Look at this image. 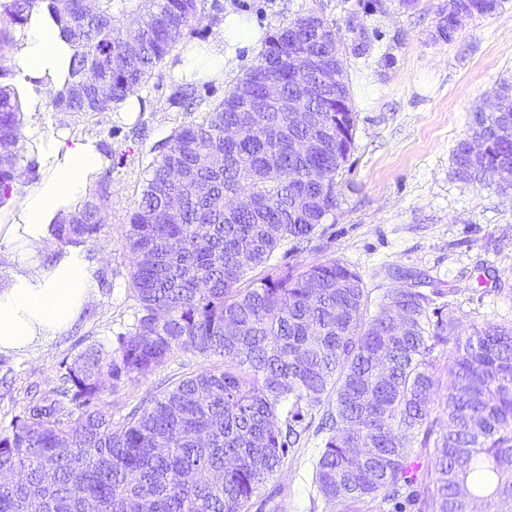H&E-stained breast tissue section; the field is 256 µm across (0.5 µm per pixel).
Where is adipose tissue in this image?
Instances as JSON below:
<instances>
[{
  "label": "adipose tissue",
  "instance_id": "adipose-tissue-1",
  "mask_svg": "<svg viewBox=\"0 0 512 512\" xmlns=\"http://www.w3.org/2000/svg\"><path fill=\"white\" fill-rule=\"evenodd\" d=\"M15 52L22 77L57 72L68 48L58 25L24 26ZM36 153L52 170L15 207L11 223L0 225V244L11 254L12 271L0 289V353L26 351L41 337L67 331L96 293L98 267L83 245L59 246L52 218L63 200L84 199L99 170L93 142L48 138Z\"/></svg>",
  "mask_w": 512,
  "mask_h": 512
}]
</instances>
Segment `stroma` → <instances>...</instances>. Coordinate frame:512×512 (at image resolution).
I'll use <instances>...</instances> for the list:
<instances>
[{
	"mask_svg": "<svg viewBox=\"0 0 512 512\" xmlns=\"http://www.w3.org/2000/svg\"><path fill=\"white\" fill-rule=\"evenodd\" d=\"M225 14L268 36L297 17L316 13L335 23L355 112V141L338 177L335 213L310 244L282 242L254 277L289 267L302 269L336 259L360 274L370 310L394 291L413 288L431 313L452 315L460 335L483 322L512 324V192L494 178H458L453 155L471 132L472 113L489 107L493 90L512 85V0L498 12L466 20L452 41L437 38L440 9L447 0H219ZM198 34L179 44V68L160 65L140 89L138 102L118 111L71 116L44 106L27 112L23 136L66 135L92 139L112 152L107 219L84 245L98 265L100 288L65 333L47 337L28 351L0 354V427L30 397L31 386L57 387L66 362L88 344L128 335L139 311L126 247L128 213L135 207L144 169L155 145L180 124L200 119L173 104L181 73H195L206 104L220 102L228 83L255 64L259 42L224 50V74L210 77L201 48L213 39L211 12L197 22ZM368 51L356 55L358 38ZM196 57L189 65L188 57ZM221 357L178 352L154 373L106 393L115 415L127 413L164 384L189 373L222 367ZM328 402L309 409L307 430L294 451L262 487L281 512H339L314 484V466L324 446L321 419Z\"/></svg>",
	"mask_w": 512,
	"mask_h": 512,
	"instance_id": "1",
	"label": "stroma"
}]
</instances>
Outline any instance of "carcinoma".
I'll return each mask as SVG.
<instances>
[{
  "label": "carcinoma",
  "instance_id": "cac0c4a2",
  "mask_svg": "<svg viewBox=\"0 0 512 512\" xmlns=\"http://www.w3.org/2000/svg\"><path fill=\"white\" fill-rule=\"evenodd\" d=\"M501 0H448L437 36L452 39L451 15L482 18ZM201 0H0V207L39 165L24 155L28 101L1 64L16 31L34 15L61 25L73 47L55 111L102 114L126 102L176 46L195 35ZM305 51L326 62L304 106L319 122L298 131L314 149L288 151V113L252 122L248 106L262 82L286 94L288 55ZM336 28L316 14L267 36L257 63L229 85L199 121L175 128L147 167L128 214L126 247L140 306L134 331L117 347L88 345L65 364L62 386L32 400L0 429V512H250L254 496L296 443L304 405L335 397L315 464V485L328 503L377 499L405 512L417 460L433 432L436 379L431 355L448 348V429L439 435L430 512H512V326L486 322L469 336L455 319L430 325L427 298L406 289L408 321L390 297L372 314L362 277L337 260L267 274L241 287L282 242L311 240L336 210L337 176L354 147V112H331L336 82ZM174 99L199 106L198 81L182 77ZM498 112L477 109L472 134L455 152L457 174L479 181L498 167L512 191V85L496 91ZM237 130L228 141L224 130ZM326 170L318 182L310 162ZM108 173L97 190L54 219L62 245L96 238L105 222ZM249 195L257 206L231 210ZM177 351L219 356L224 366L185 376L118 420L102 396L164 366ZM73 409H67V405ZM424 429L420 447L406 435Z\"/></svg>",
  "mask_w": 512,
  "mask_h": 512
}]
</instances>
